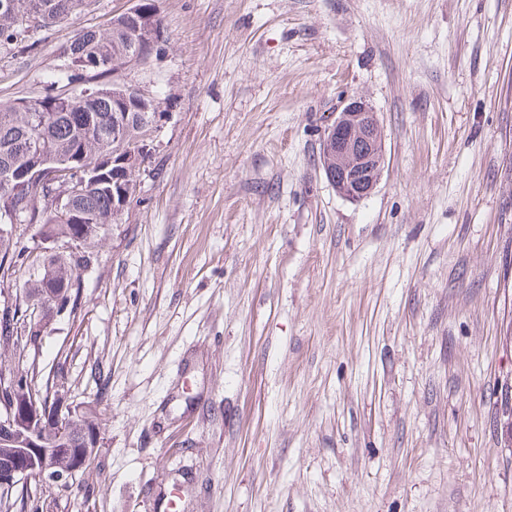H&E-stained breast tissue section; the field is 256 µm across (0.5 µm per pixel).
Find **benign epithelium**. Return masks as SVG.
I'll use <instances>...</instances> for the list:
<instances>
[{"label": "benign epithelium", "instance_id": "1", "mask_svg": "<svg viewBox=\"0 0 512 512\" xmlns=\"http://www.w3.org/2000/svg\"><path fill=\"white\" fill-rule=\"evenodd\" d=\"M44 9L45 4L36 0L26 12L10 10L6 18L10 28L29 31L38 28ZM122 16L126 26L147 40L146 17L138 7H129ZM70 60L73 66L85 70H112V56L103 50L79 59L72 56ZM128 93L141 105L142 111L114 115L111 139L116 142L127 138L133 120L142 125L147 123L151 111L152 93L139 88H130ZM149 140L150 137H145L144 146L137 151L122 153L109 148L92 164L80 155L68 158L56 169L58 185L35 198L21 196L19 181L46 174L42 158L46 148L40 143L31 148L23 170L0 174V240L8 243L13 225L28 222L29 216L42 204L68 224L77 220L73 199L90 184L107 186L114 214L121 215L138 193V183L130 181L128 174L147 156ZM320 164L328 181L343 197L358 201L373 193L384 169L385 139L378 114L367 102L352 99L336 113L323 133ZM60 251L57 238L45 234L33 258L42 269ZM89 415L91 412L59 399L57 417H65L67 429L50 435L40 412L29 405L28 399L11 395V400L0 407V486H11L33 470L41 471L43 480L50 484L68 485L76 472L90 466L96 457L98 439H91L81 431Z\"/></svg>", "mask_w": 512, "mask_h": 512}]
</instances>
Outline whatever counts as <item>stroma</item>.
Instances as JSON below:
<instances>
[{
  "instance_id": "stroma-1",
  "label": "stroma",
  "mask_w": 512,
  "mask_h": 512,
  "mask_svg": "<svg viewBox=\"0 0 512 512\" xmlns=\"http://www.w3.org/2000/svg\"><path fill=\"white\" fill-rule=\"evenodd\" d=\"M154 4L138 200L39 351L0 341V375L62 363L96 460L0 512H512V0ZM131 5L0 48V103ZM352 98L386 154L356 202L319 161Z\"/></svg>"
}]
</instances>
